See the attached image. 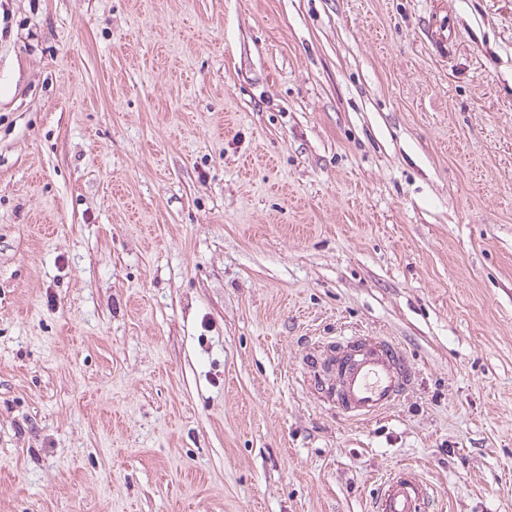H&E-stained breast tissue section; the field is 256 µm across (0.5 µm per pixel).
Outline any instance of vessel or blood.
Listing matches in <instances>:
<instances>
[{
  "label": "vessel or blood",
  "instance_id": "vessel-or-blood-1",
  "mask_svg": "<svg viewBox=\"0 0 512 512\" xmlns=\"http://www.w3.org/2000/svg\"><path fill=\"white\" fill-rule=\"evenodd\" d=\"M329 369L338 373L337 385L325 395L351 418L363 420L385 412L407 390L412 368L403 350L391 339L357 345L336 359ZM431 497L417 467L405 465L380 483L376 512H426Z\"/></svg>",
  "mask_w": 512,
  "mask_h": 512
}]
</instances>
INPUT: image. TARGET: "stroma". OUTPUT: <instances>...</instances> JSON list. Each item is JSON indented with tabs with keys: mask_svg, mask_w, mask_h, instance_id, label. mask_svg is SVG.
<instances>
[{
	"mask_svg": "<svg viewBox=\"0 0 512 512\" xmlns=\"http://www.w3.org/2000/svg\"><path fill=\"white\" fill-rule=\"evenodd\" d=\"M349 336L414 368L366 420ZM409 463L512 512V0H0V512H374ZM327 367L338 372V386L328 385L325 396L351 418L363 420L385 412L407 390L412 368L403 350L391 339L357 345Z\"/></svg>",
	"mask_w": 512,
	"mask_h": 512,
	"instance_id": "obj_1",
	"label": "stroma"
}]
</instances>
